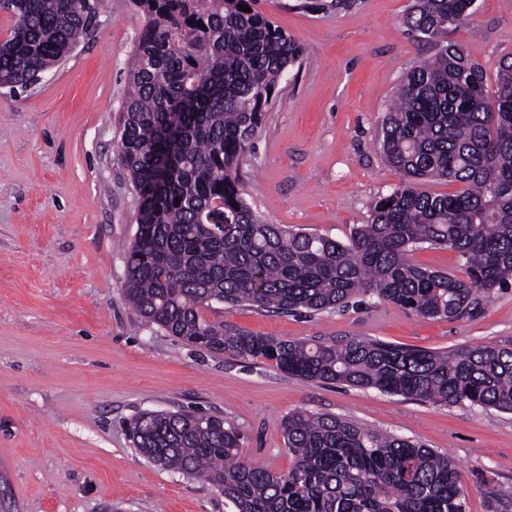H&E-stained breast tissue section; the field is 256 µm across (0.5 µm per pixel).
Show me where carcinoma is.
<instances>
[{
	"instance_id": "obj_1",
	"label": "carcinoma",
	"mask_w": 512,
	"mask_h": 512,
	"mask_svg": "<svg viewBox=\"0 0 512 512\" xmlns=\"http://www.w3.org/2000/svg\"><path fill=\"white\" fill-rule=\"evenodd\" d=\"M102 2L0 0L13 20L0 43V87L37 82L94 30ZM257 2L133 0L143 27L118 145L141 198L128 301L189 346L263 358L305 382L512 412V347L292 341L205 315L215 303L317 312L371 294L423 317L458 319L512 286V60L498 61L491 92L484 67L462 45L443 44L473 15L471 0H414L405 15L406 30L438 50L405 75L382 127L385 157L404 180L346 242L271 224L246 199L240 160L276 84L304 52ZM429 180L462 189H418ZM422 244L455 252L467 278L410 262ZM283 432L292 465L276 473L241 455V435L221 417L149 411L129 423L139 453L211 485L230 512H467L456 466L417 442L307 410L288 413Z\"/></svg>"
}]
</instances>
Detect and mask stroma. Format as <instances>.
<instances>
[{
    "label": "stroma",
    "mask_w": 512,
    "mask_h": 512,
    "mask_svg": "<svg viewBox=\"0 0 512 512\" xmlns=\"http://www.w3.org/2000/svg\"><path fill=\"white\" fill-rule=\"evenodd\" d=\"M300 2L259 0L305 53L240 172L270 223L344 241L402 180L381 150L382 123L405 74L436 47L405 34L412 0L332 13ZM476 7L448 39L491 73L512 55V0ZM141 28L132 0H105L90 39L38 82L0 87V512H228L223 494L147 460L128 438L137 414L181 408L223 417L243 456L279 473L291 466L288 412L345 417L448 455L467 512H512V412L305 382L183 345L129 304L126 248L141 199L117 144ZM208 317L288 340L512 347V287L452 320L370 295L312 313L219 304Z\"/></svg>",
    "instance_id": "1"
}]
</instances>
